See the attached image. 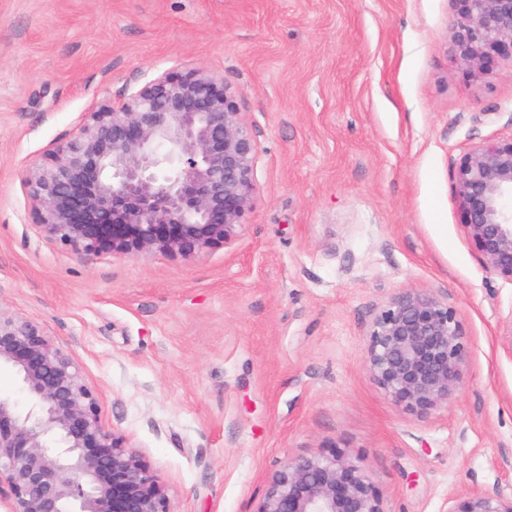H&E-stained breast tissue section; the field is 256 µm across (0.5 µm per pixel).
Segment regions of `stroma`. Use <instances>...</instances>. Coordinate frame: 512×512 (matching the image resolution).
<instances>
[{
  "mask_svg": "<svg viewBox=\"0 0 512 512\" xmlns=\"http://www.w3.org/2000/svg\"><path fill=\"white\" fill-rule=\"evenodd\" d=\"M451 0H0V309L70 352L171 512H254L285 462L339 453L387 512L512 497V282L468 242L459 158L512 140V60L456 61ZM222 76L259 148L236 239L192 259L83 252L26 171L155 71ZM405 288L469 342L447 405L367 363Z\"/></svg>",
  "mask_w": 512,
  "mask_h": 512,
  "instance_id": "obj_1",
  "label": "stroma"
}]
</instances>
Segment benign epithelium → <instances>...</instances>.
<instances>
[{"mask_svg": "<svg viewBox=\"0 0 512 512\" xmlns=\"http://www.w3.org/2000/svg\"><path fill=\"white\" fill-rule=\"evenodd\" d=\"M453 52L468 76L512 59V0H452ZM258 145L224 78L153 74L85 114L24 177L43 233L89 252L194 258L232 242L252 205ZM460 223L487 266L512 281V141L479 144L455 170ZM468 342L453 308L404 289L372 318L367 361L391 400L427 411L461 380ZM30 404L0 396V491L8 512H170L149 466L101 424L72 355L36 323L0 311V367ZM253 512H387L371 476L336 452L273 472ZM451 512H512L471 494Z\"/></svg>", "mask_w": 512, "mask_h": 512, "instance_id": "benign-epithelium-1", "label": "benign epithelium"}]
</instances>
